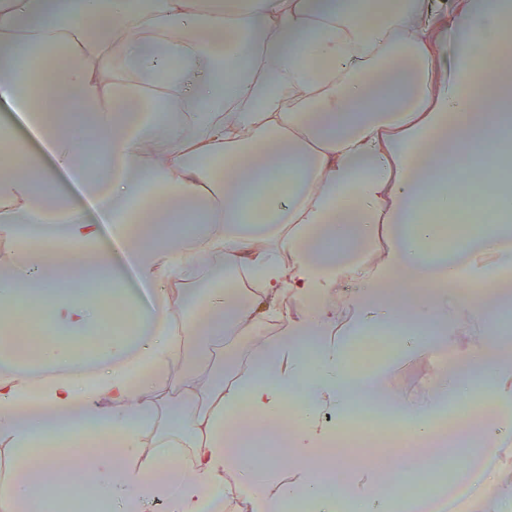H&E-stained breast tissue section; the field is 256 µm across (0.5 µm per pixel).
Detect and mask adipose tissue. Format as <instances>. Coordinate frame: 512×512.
<instances>
[{
    "instance_id": "1",
    "label": "adipose tissue",
    "mask_w": 512,
    "mask_h": 512,
    "mask_svg": "<svg viewBox=\"0 0 512 512\" xmlns=\"http://www.w3.org/2000/svg\"><path fill=\"white\" fill-rule=\"evenodd\" d=\"M510 41L512 0H0V58L61 44L71 59L43 72L42 93L59 79L70 89L50 109L0 69V104L53 157L45 164L0 126L11 167L0 214L28 228L21 259L0 266V303L34 309L52 330L38 342L41 379L0 375V453L12 459L0 512H42L62 489L107 512H198L227 490L247 512H281L289 493L313 490L316 464L347 456L316 447L320 414L349 402L346 351L384 319L456 326L468 363L512 385L501 339L484 327L486 298L512 289V228L474 225L470 240L495 262L463 280L437 267L429 220L469 164L461 144L487 142L495 171ZM120 84L158 90L159 117L142 122ZM84 117L111 174L104 187L73 133ZM62 173L99 200L94 219L76 218ZM187 215L197 229L169 238ZM215 255L258 291L203 284ZM353 275L357 293L342 296ZM98 276L131 297L126 330L103 335L109 298L85 287ZM270 319L279 332L217 377L225 336ZM73 336L106 364L93 385L72 371ZM305 379V405L284 415L285 394ZM244 405L255 426L242 422ZM432 412L400 401V469H431L416 442ZM248 433L264 458L246 455ZM73 470L82 484L70 489Z\"/></svg>"
}]
</instances>
